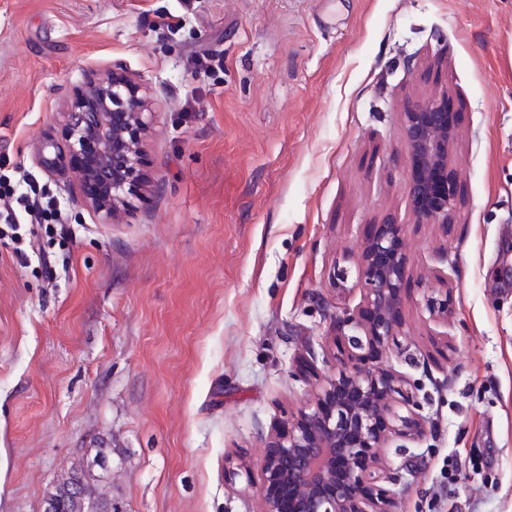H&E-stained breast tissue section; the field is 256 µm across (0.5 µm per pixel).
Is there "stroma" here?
<instances>
[{
	"label": "stroma",
	"mask_w": 512,
	"mask_h": 512,
	"mask_svg": "<svg viewBox=\"0 0 512 512\" xmlns=\"http://www.w3.org/2000/svg\"><path fill=\"white\" fill-rule=\"evenodd\" d=\"M115 65L155 115L146 180L108 222L45 143ZM442 88L446 226L417 221L403 171L405 103ZM29 173L67 234L32 238L51 277L0 244V512H42L99 438L122 512H259L229 473L260 476L336 374L361 246L389 216L405 325L369 362L406 378L426 427L385 450L396 512H512V0H0V182ZM447 269L443 322L423 295Z\"/></svg>",
	"instance_id": "stroma-1"
}]
</instances>
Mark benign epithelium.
<instances>
[{
  "label": "benign epithelium",
  "mask_w": 512,
  "mask_h": 512,
  "mask_svg": "<svg viewBox=\"0 0 512 512\" xmlns=\"http://www.w3.org/2000/svg\"><path fill=\"white\" fill-rule=\"evenodd\" d=\"M152 121L146 89L133 75L114 67L87 80L66 112L65 147L48 142L58 156L77 158L74 174L87 206L111 216L140 182ZM403 133L413 211L423 221L446 225L457 191L448 174L454 128L445 96L409 104ZM408 262L405 226L388 217L361 248L358 282L366 315L348 310L340 318L357 331L348 337L343 368L318 386L314 404L266 447L260 512H394L393 492L380 485L383 448L391 435L419 437L424 426L407 382L387 367L362 369L358 350L381 347L402 328ZM424 306L432 317L444 314L448 299L433 291Z\"/></svg>",
  "instance_id": "obj_1"
}]
</instances>
